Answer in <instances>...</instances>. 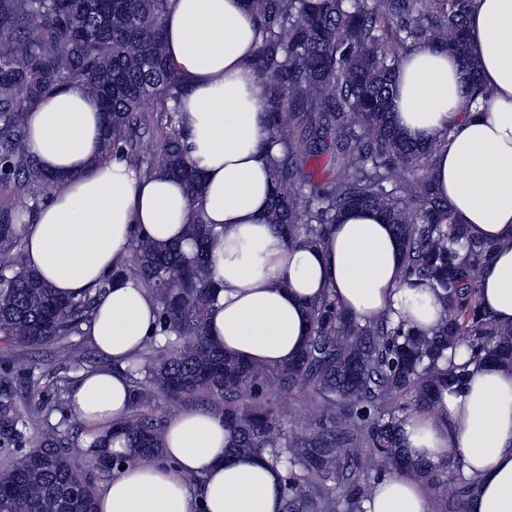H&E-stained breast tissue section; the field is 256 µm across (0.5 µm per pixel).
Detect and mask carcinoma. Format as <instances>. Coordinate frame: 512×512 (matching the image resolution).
Masks as SVG:
<instances>
[{"instance_id":"cac0c4a2","label":"carcinoma","mask_w":512,"mask_h":512,"mask_svg":"<svg viewBox=\"0 0 512 512\" xmlns=\"http://www.w3.org/2000/svg\"><path fill=\"white\" fill-rule=\"evenodd\" d=\"M473 0H247L263 33L253 66L270 81L267 122L282 145L270 157L273 198L268 223L290 240L323 244L344 210L380 211L403 251L406 277L428 285L442 309L437 325L417 332L385 315L361 323L336 307L332 294L311 304L310 334L299 357L278 368L250 365L212 346L206 337L215 283L209 260L213 231L199 211L186 224L195 253L177 243L138 239L133 263L114 277L139 279L160 304L164 345L154 339L127 368L133 381L130 416L116 424L141 459L161 454L164 421L141 410L143 375L178 402L202 394L221 410L230 432L225 454L267 455L286 469L282 512H338L340 498L327 481L344 486L347 512H363L371 492L355 470L404 472L441 495L444 512H466L476 481L448 486L449 462L414 460L401 427L435 406L434 389L458 381L471 363L512 368V326L494 323L480 304L479 282L496 245L470 234L433 192L430 161L437 145L414 143L391 114L393 77L410 49L439 45L456 54L471 78L469 109L487 96L478 64L466 51ZM169 0H0V192L14 197L50 192L57 178L27 151L26 107L45 95L79 88L96 98L104 118L106 156L121 153L148 175L182 181L191 196L202 179L186 157L179 113L184 86L167 57L163 19ZM157 159L140 154L144 141ZM330 156L336 172L296 192L302 158ZM32 208L0 210V333L40 347L83 333L107 292L103 283L79 299H61L24 262L25 224ZM154 353L145 364V353ZM268 382L313 388L327 405L325 425L288 436L244 394ZM38 404L20 411L9 378L0 379V512H97L96 473L124 464L106 454L99 437L97 472L77 466L78 438L59 429ZM367 424L363 429L354 419ZM41 424L26 440L27 427ZM366 432L375 455L355 457Z\"/></svg>"}]
</instances>
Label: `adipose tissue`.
<instances>
[{
  "label": "adipose tissue",
  "mask_w": 512,
  "mask_h": 512,
  "mask_svg": "<svg viewBox=\"0 0 512 512\" xmlns=\"http://www.w3.org/2000/svg\"><path fill=\"white\" fill-rule=\"evenodd\" d=\"M163 34L185 85L181 121L201 197L166 176H143L125 158H101L96 99L78 89L54 92L26 113L27 148L64 181L26 227V263L63 298L109 285L86 331L113 366L80 374L67 396L89 437L111 435L109 451L124 461L99 490L98 512H281L285 469L254 454L225 456L229 432L220 415L171 416L158 460L135 458L115 433L131 412L128 361L161 330L160 306L140 281L112 276L131 241H180L188 215L201 210L215 231L207 337L263 367L299 355L309 336L307 308L325 292L358 321L387 313L420 332L437 322L441 304L431 288L405 278L401 244L379 212L344 211L322 245L288 241L270 226L268 86L252 65L260 29L244 0H171ZM467 34L489 99L462 110L467 73L454 54L426 46L397 69L391 110L412 141L436 144L433 188L457 222L495 244L480 301L496 322L512 324L505 244L512 238V0H474ZM403 431L412 458L448 459L475 478L468 512H512V369L471 365L462 382L441 384L435 410L413 416ZM364 509L430 512V503L415 479L389 474Z\"/></svg>",
  "instance_id": "obj_1"
}]
</instances>
